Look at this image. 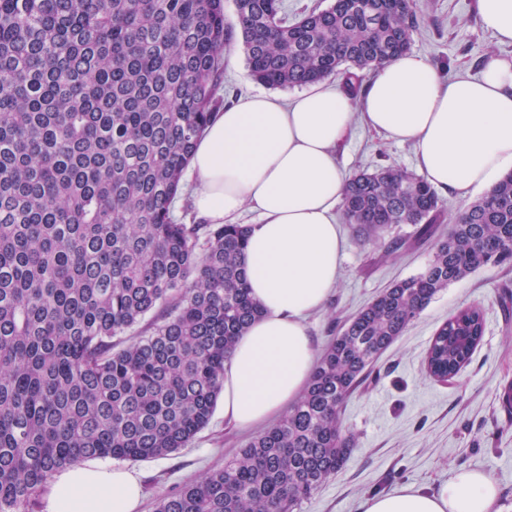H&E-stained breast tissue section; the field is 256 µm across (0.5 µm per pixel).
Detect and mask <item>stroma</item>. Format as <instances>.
I'll return each instance as SVG.
<instances>
[{
	"instance_id": "35a3bbf8",
	"label": "stroma",
	"mask_w": 512,
	"mask_h": 512,
	"mask_svg": "<svg viewBox=\"0 0 512 512\" xmlns=\"http://www.w3.org/2000/svg\"><path fill=\"white\" fill-rule=\"evenodd\" d=\"M420 28L412 49L428 57L443 78L477 75L486 54L512 57V45L486 31L475 0H416ZM250 76L241 50L224 56L219 93L225 105L263 92ZM346 173L398 165L415 170L411 143H398L355 125L340 157ZM344 258L335 288L309 316L315 352H322L338 325L376 298L392 282L421 272L432 250L424 245L384 253L360 244L341 224ZM479 307L484 333L469 362L453 378L430 377L424 359L437 329L458 311ZM512 384V267H485L438 293L382 355L365 388L344 404L343 428L354 447L336 476L300 512H359L361 500L402 486L434 492L454 471L486 472L498 494L490 512H512V413L499 399ZM254 435L227 424L216 404L208 426L185 448L134 462L142 476V512H155L159 497L221 468Z\"/></svg>"
}]
</instances>
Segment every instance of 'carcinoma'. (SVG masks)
Here are the masks:
<instances>
[{"label": "carcinoma", "mask_w": 512, "mask_h": 512, "mask_svg": "<svg viewBox=\"0 0 512 512\" xmlns=\"http://www.w3.org/2000/svg\"><path fill=\"white\" fill-rule=\"evenodd\" d=\"M239 48L273 89L360 72L409 50L414 0H332L288 23L282 0H235ZM232 27L224 0H0V512H34L55 473L142 461L210 422L224 363L262 314L242 261L252 226L186 224L172 204L217 111ZM425 178L384 166L348 178L358 240L415 227L422 272L343 324L303 395L224 467L161 496L156 512H299L354 445L339 413L377 361L449 285L512 262V172L460 209ZM150 334L116 339L156 310ZM483 334L477 306L434 336L446 380Z\"/></svg>", "instance_id": "carcinoma-1"}]
</instances>
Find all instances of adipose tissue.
Here are the masks:
<instances>
[{"label": "adipose tissue", "mask_w": 512, "mask_h": 512, "mask_svg": "<svg viewBox=\"0 0 512 512\" xmlns=\"http://www.w3.org/2000/svg\"><path fill=\"white\" fill-rule=\"evenodd\" d=\"M357 119L412 143L417 168L436 191L473 196L512 169V60L491 54L479 76L447 81L426 57L402 54L377 70L358 115L326 81L289 101L258 94L215 113L189 160L194 207L210 224L246 207L261 218L244 260L263 314L224 365L225 421L263 426L308 385L316 354L305 322L339 276L336 207L346 176L338 153ZM496 496L491 476L461 469L437 492L368 495L360 510L489 512ZM141 498L131 470L81 463L55 474L48 512H137Z\"/></svg>", "instance_id": "obj_1"}]
</instances>
